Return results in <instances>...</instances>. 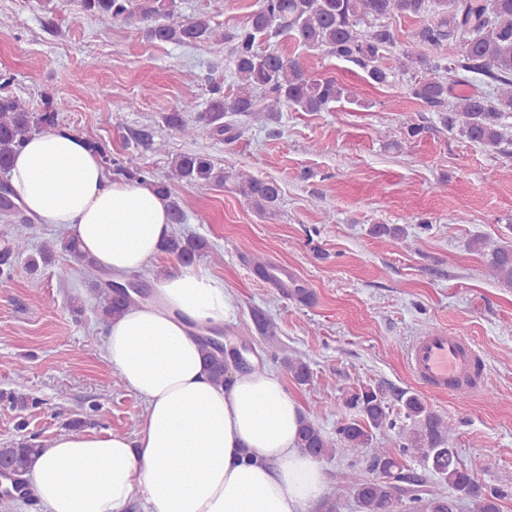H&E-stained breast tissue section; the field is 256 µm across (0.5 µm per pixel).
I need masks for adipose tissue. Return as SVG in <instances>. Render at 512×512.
Listing matches in <instances>:
<instances>
[{"mask_svg": "<svg viewBox=\"0 0 512 512\" xmlns=\"http://www.w3.org/2000/svg\"><path fill=\"white\" fill-rule=\"evenodd\" d=\"M10 184L38 223L74 237L114 282L163 254L173 224L151 186L109 177L88 140L66 127L32 135ZM234 295L195 269L153 275V297L107 325L104 357L145 402L134 435L59 434L33 466L42 512H315L327 477L297 444L298 402L275 371L249 368L214 384L200 335L223 326Z\"/></svg>", "mask_w": 512, "mask_h": 512, "instance_id": "1", "label": "adipose tissue"}]
</instances>
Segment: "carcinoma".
<instances>
[{
  "instance_id": "obj_1",
  "label": "carcinoma",
  "mask_w": 512,
  "mask_h": 512,
  "mask_svg": "<svg viewBox=\"0 0 512 512\" xmlns=\"http://www.w3.org/2000/svg\"><path fill=\"white\" fill-rule=\"evenodd\" d=\"M85 16L108 15L114 20H136L146 24L148 39L171 44L224 41L230 44L236 77L234 92L226 96L218 85L211 86L212 98L201 111L189 101L182 111L162 116V122L182 136L202 134L231 141L253 121L279 124L288 109L323 112L332 103L356 98L334 78H316L300 62L277 48H261V42L279 36L317 50L338 60L352 62L376 85L392 82L395 73L407 77L409 95L437 114L442 128L493 150L509 151L512 145V0H257L247 23L224 32L205 14L178 19L177 0H77ZM410 17L420 21L409 46L397 58V69L383 65L387 51L396 44L391 20ZM454 43L448 58L429 56L423 47L440 48ZM481 76L487 90L452 94L453 87L471 83L470 75ZM12 77L0 73V168H10L15 152L33 134L54 126L64 109L57 100L44 102L39 112L31 110L7 87ZM198 112L196 120L184 118ZM103 162L112 166L115 178L150 185L170 200L172 221H185L180 188L185 184H235L238 193L259 214H274L279 201L276 183L245 171L229 173L215 165L210 156L180 154L159 175L130 159L105 151ZM30 224L13 225L10 240L0 248V280L12 277L17 259L28 256L27 267L36 273L52 262L57 248L72 255L83 268L88 287L97 300L103 322L127 308L133 298L112 295L100 269L86 259L71 238L46 239L38 256L29 254ZM370 233L393 242L403 241L407 229L399 224H375ZM470 247L479 252L492 278L512 290V244L490 247L480 238ZM210 250L200 236H187L175 229L166 252L190 265ZM203 359L213 381L228 378L223 349L202 341ZM281 364L299 384L310 381L306 361L288 354ZM402 411L391 416L389 389L381 384H361L345 401L347 415L337 422L335 435L325 433L310 417L302 420L299 447L317 459L349 461L336 483L334 497L323 503V512H337L339 501L354 499L359 512H458L467 503L470 512H500L504 487L480 484L459 459L451 443V426L415 394L398 397ZM0 403L18 411L37 406V401L0 391ZM392 432L400 439L399 452L419 460L422 471L401 465L390 448H377V435ZM45 447L23 438L0 447V461L7 464L19 484L27 483L34 458ZM438 478L448 492H433L426 474Z\"/></svg>"
}]
</instances>
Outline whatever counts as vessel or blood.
Returning <instances> with one entry per match:
<instances>
[{"label": "vessel or blood", "instance_id": "1", "mask_svg": "<svg viewBox=\"0 0 512 512\" xmlns=\"http://www.w3.org/2000/svg\"><path fill=\"white\" fill-rule=\"evenodd\" d=\"M414 378L429 391L467 396L483 389L486 364L466 336L437 329L419 336L407 355Z\"/></svg>", "mask_w": 512, "mask_h": 512}]
</instances>
